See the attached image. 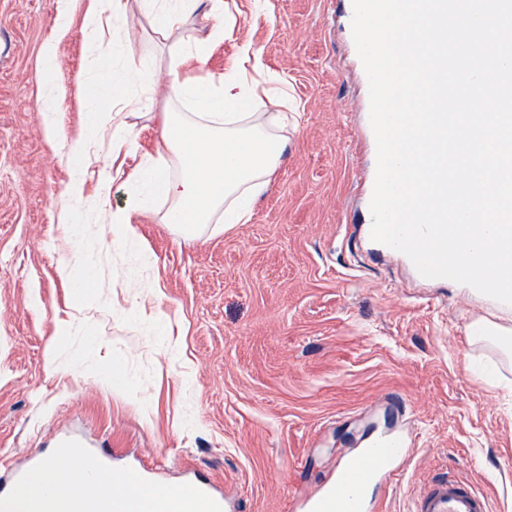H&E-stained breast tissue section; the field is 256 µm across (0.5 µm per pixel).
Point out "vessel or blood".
<instances>
[{
	"instance_id": "1",
	"label": "vessel or blood",
	"mask_w": 512,
	"mask_h": 512,
	"mask_svg": "<svg viewBox=\"0 0 512 512\" xmlns=\"http://www.w3.org/2000/svg\"><path fill=\"white\" fill-rule=\"evenodd\" d=\"M406 438L390 433L370 437L356 454L347 459L336 475L334 485L305 499L307 512H372L374 505L368 490L379 477H390L393 461L408 457ZM186 504H205L209 512H238L229 499L207 483H195ZM64 512H108V500L74 501L60 494ZM415 512H490L487 498L467 481L452 477L436 479L425 485L415 497Z\"/></svg>"
}]
</instances>
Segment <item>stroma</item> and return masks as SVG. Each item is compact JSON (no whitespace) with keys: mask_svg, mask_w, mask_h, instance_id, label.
Listing matches in <instances>:
<instances>
[{"mask_svg":"<svg viewBox=\"0 0 512 512\" xmlns=\"http://www.w3.org/2000/svg\"><path fill=\"white\" fill-rule=\"evenodd\" d=\"M228 2L205 62L176 64L170 48L187 29L157 34L137 0H122L108 43L88 39L79 12L59 33L58 0H0V466L45 462L74 437L110 450L113 469L153 466L157 489L198 478L241 512H294L342 456L390 428L412 449L373 491L383 512H411L425 482L448 476L512 512V361L467 335L495 301L421 282L345 235L370 221L377 157L350 0H269L263 13ZM244 40L301 105L269 191L248 223L191 235L164 223L170 203L158 200L133 216L137 245L116 248L99 215L127 206L129 174L158 159L164 124L183 111L172 74L220 78ZM114 45L155 79L97 107L101 126L124 121L132 139L117 152L109 137L90 141L75 243L57 220L73 176L65 142L85 121L91 59L109 61ZM48 80L54 133L41 115ZM78 259L97 272L82 299L58 271ZM115 360L119 387L101 379Z\"/></svg>","mask_w":512,"mask_h":512,"instance_id":"35a3bbf8","label":"stroma"}]
</instances>
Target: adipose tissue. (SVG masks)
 I'll use <instances>...</instances> for the list:
<instances>
[{"label": "adipose tissue", "mask_w": 512, "mask_h": 512, "mask_svg": "<svg viewBox=\"0 0 512 512\" xmlns=\"http://www.w3.org/2000/svg\"><path fill=\"white\" fill-rule=\"evenodd\" d=\"M202 1L139 0L155 30L163 35L183 23L195 8H201ZM206 1L210 7L202 9L188 42L172 45L174 58L191 53L197 60H204L212 44L223 39L229 20L227 4L225 0ZM122 54V65L110 62L100 66L97 82L87 86L85 99L89 106H96L118 90L152 79L154 70L147 62L132 60L127 47ZM173 89L193 112L188 119L176 115L162 132V147L176 157L180 174L172 176L160 162L137 167L128 178L132 193L127 208L103 215L115 245L135 242L132 214L152 210L160 197L172 202L164 215L165 223L186 232L216 218L227 224L248 223L279 163L284 143L277 131L278 118L271 115L263 123H256L251 106L264 97L271 105L284 108L292 98L287 80L266 76L262 57L251 42L241 43L236 62L220 79L177 80ZM69 464L70 472L65 475L56 461H48L34 476L35 486L49 488L65 483L78 495L107 498L121 512H143L141 504L148 493L140 486L119 478L92 480L77 458H70Z\"/></svg>", "instance_id": "obj_1"}]
</instances>
